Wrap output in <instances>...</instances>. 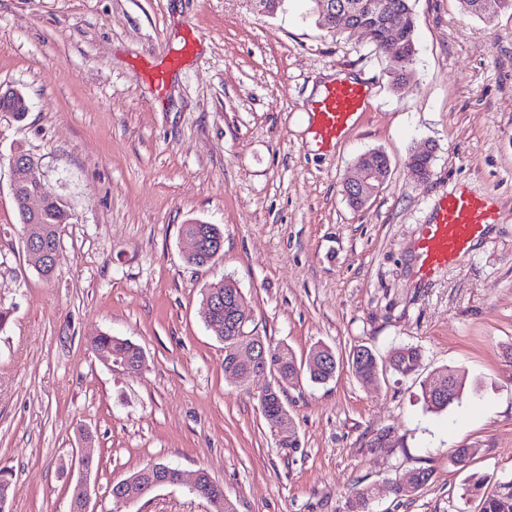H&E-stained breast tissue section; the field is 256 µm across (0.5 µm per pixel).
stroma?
I'll list each match as a JSON object with an SVG mask.
<instances>
[{
	"label": "stroma",
	"instance_id": "1",
	"mask_svg": "<svg viewBox=\"0 0 512 512\" xmlns=\"http://www.w3.org/2000/svg\"><path fill=\"white\" fill-rule=\"evenodd\" d=\"M418 54L403 89L360 35L332 37L313 0L268 14L258 0H0V88L26 96L24 120L0 112V468L11 512H69L64 470L94 459V512L112 483L148 462L206 469L237 512H478L471 474L512 479V11L490 20L459 0H412ZM164 69L163 85L152 72ZM354 76L370 90L338 140L319 143V87ZM384 151L390 173L368 204L343 181L357 157ZM432 150L429 177L407 166ZM40 163L66 200L56 273L29 264L9 159ZM489 198L498 223L432 278L420 279L419 227L448 192ZM215 224L224 253L186 263V224ZM229 279L249 331L297 358L318 343L339 358L412 345L416 374L328 383L299 379L284 402L301 446L277 448L257 398L272 373L240 384L206 328L202 293ZM127 338L138 367L101 360L93 337ZM465 377L462 400L425 409L421 384L441 368ZM391 426L396 440L369 442ZM88 430L91 442L79 444ZM472 448L469 468L450 460ZM429 467L410 497L393 483ZM188 485L122 512H209Z\"/></svg>",
	"mask_w": 512,
	"mask_h": 512
}]
</instances>
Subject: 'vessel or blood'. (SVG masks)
I'll return each instance as SVG.
<instances>
[{
	"mask_svg": "<svg viewBox=\"0 0 512 512\" xmlns=\"http://www.w3.org/2000/svg\"><path fill=\"white\" fill-rule=\"evenodd\" d=\"M369 92L365 85L339 81L325 88L315 105V132L321 142L339 138L362 112ZM498 211L489 199L466 189L445 195L431 218L421 225L417 249L422 273L447 265L478 238L486 225L496 223Z\"/></svg>",
	"mask_w": 512,
	"mask_h": 512,
	"instance_id": "b4317fda",
	"label": "vessel or blood"
}]
</instances>
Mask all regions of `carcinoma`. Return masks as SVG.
<instances>
[{"instance_id": "obj_1", "label": "carcinoma", "mask_w": 512, "mask_h": 512, "mask_svg": "<svg viewBox=\"0 0 512 512\" xmlns=\"http://www.w3.org/2000/svg\"><path fill=\"white\" fill-rule=\"evenodd\" d=\"M377 2L383 4L381 12L365 9L360 12L359 19L381 29L386 20L402 16L411 17V21L403 31L404 43L407 45L406 55L391 56L382 38L374 44L375 50L388 58L392 82L396 86L406 80L407 70L414 60L416 15L411 0H377ZM460 4L466 14L485 20L493 18L503 10H512V0H460ZM67 219L65 204L55 197L42 212L39 223L43 224L46 232L52 235L58 232L60 225ZM182 232L193 237L213 239L223 237V232L214 224H184ZM238 295H240V289L231 280L220 281L203 292L202 312L206 313L204 323L223 342L229 338L235 327V322L226 315L225 306L232 304V300ZM266 346L265 365L279 374L283 381V385L275 387L273 394L258 400L259 406L265 407L270 414L274 415L280 411L281 405L284 404L283 393L288 386V377L294 375L296 370H302L303 374L314 383L326 382L328 372L318 365L326 346L312 347L307 361L303 364L297 363L295 353L286 345H273L268 341ZM92 347L110 348L112 353L121 359H137L143 355V350L138 344L127 338L110 334L100 335L93 341ZM421 360L420 349L412 345L393 349L385 359L379 357L372 349L359 346L350 354L348 365L358 379L376 382L380 374L388 368L402 376L411 375L417 371ZM462 392V380L448 368L432 373L422 386V397L427 409L436 412L460 403ZM432 477L431 468H418L407 478L396 480L395 493L400 496H411L426 486ZM464 495L479 500V512H512V479L493 484L486 476H473L464 488Z\"/></svg>"}]
</instances>
